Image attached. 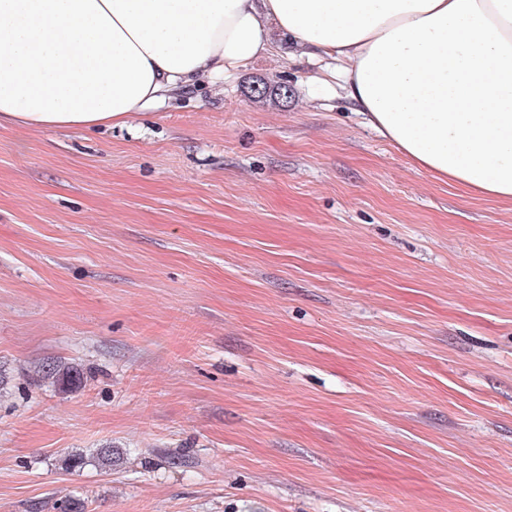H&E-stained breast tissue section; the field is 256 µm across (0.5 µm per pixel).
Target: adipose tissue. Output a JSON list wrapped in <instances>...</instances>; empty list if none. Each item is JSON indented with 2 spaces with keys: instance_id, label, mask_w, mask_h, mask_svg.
Here are the masks:
<instances>
[{
  "instance_id": "adipose-tissue-1",
  "label": "adipose tissue",
  "mask_w": 512,
  "mask_h": 512,
  "mask_svg": "<svg viewBox=\"0 0 512 512\" xmlns=\"http://www.w3.org/2000/svg\"><path fill=\"white\" fill-rule=\"evenodd\" d=\"M276 31L418 169L512 203V0H0V124L122 122Z\"/></svg>"
}]
</instances>
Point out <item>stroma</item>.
Segmentation results:
<instances>
[{
    "mask_svg": "<svg viewBox=\"0 0 512 512\" xmlns=\"http://www.w3.org/2000/svg\"><path fill=\"white\" fill-rule=\"evenodd\" d=\"M322 69L278 49L112 126L0 127V512H512V204L414 168ZM37 376L42 380H51L65 390L76 388L81 383V371L77 367L62 361H50L40 365Z\"/></svg>",
    "mask_w": 512,
    "mask_h": 512,
    "instance_id": "1",
    "label": "stroma"
}]
</instances>
